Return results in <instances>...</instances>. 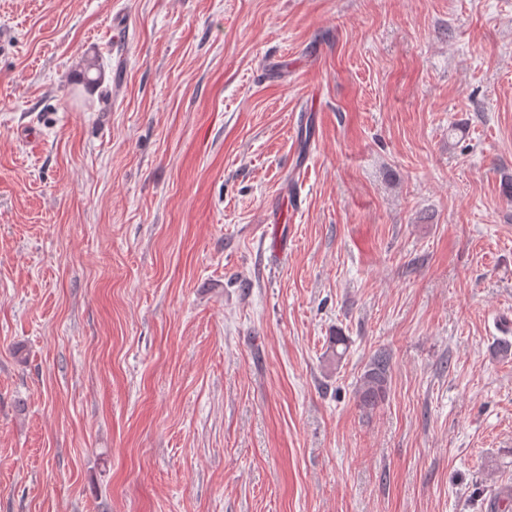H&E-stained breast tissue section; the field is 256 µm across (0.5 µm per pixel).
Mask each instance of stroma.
<instances>
[{
    "label": "stroma",
    "mask_w": 512,
    "mask_h": 512,
    "mask_svg": "<svg viewBox=\"0 0 512 512\" xmlns=\"http://www.w3.org/2000/svg\"><path fill=\"white\" fill-rule=\"evenodd\" d=\"M511 178L512 0H0V512H512ZM389 373L390 355L378 351L360 377L359 394L363 408L373 409L385 400Z\"/></svg>",
    "instance_id": "35a3bbf8"
}]
</instances>
